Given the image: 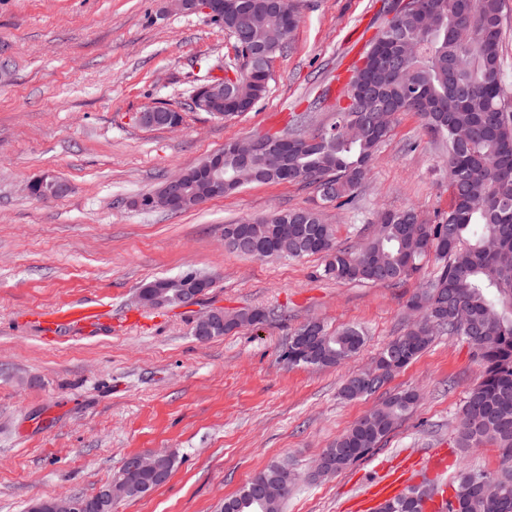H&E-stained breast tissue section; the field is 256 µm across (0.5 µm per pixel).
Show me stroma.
Returning a JSON list of instances; mask_svg holds the SVG:
<instances>
[{"mask_svg": "<svg viewBox=\"0 0 512 512\" xmlns=\"http://www.w3.org/2000/svg\"><path fill=\"white\" fill-rule=\"evenodd\" d=\"M392 0H295L299 25L272 62L265 97L217 120L186 104L200 80L220 76L234 41L205 14L167 0H0V512L38 498L94 494L125 460L175 458L169 479L112 512H219L257 471L287 462L298 479L283 512H372L373 479L428 486L422 470L446 454L458 470H496L485 443L460 452L455 426L481 365L455 336L430 347L372 396L346 401L347 375L369 367L408 323L417 281L339 283L323 259H256L224 248V227L272 210L321 205L314 186L251 184L194 209L139 207L172 174L228 142L329 127L341 89L386 21ZM150 106L184 107L179 129L139 126ZM447 148L419 118L399 115L353 207L321 205L342 247L363 244L380 212L448 210ZM52 173L71 192L30 196ZM187 271L214 274L195 303L140 307L141 288ZM83 305L93 319L49 328L39 313ZM258 308L266 319L201 342L202 312ZM317 320L365 342L347 363L288 364V338ZM417 390L414 410L366 460L309 480L337 436L389 394Z\"/></svg>", "mask_w": 512, "mask_h": 512, "instance_id": "stroma-1", "label": "stroma"}]
</instances>
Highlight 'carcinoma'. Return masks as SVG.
Returning a JSON list of instances; mask_svg holds the SVG:
<instances>
[{"instance_id":"cac0c4a2","label":"carcinoma","mask_w":512,"mask_h":512,"mask_svg":"<svg viewBox=\"0 0 512 512\" xmlns=\"http://www.w3.org/2000/svg\"><path fill=\"white\" fill-rule=\"evenodd\" d=\"M224 31L244 33L240 45L253 55L254 70L263 56L283 49L295 27L283 29L276 11L265 12V24L246 30L243 20L267 0H229ZM414 3L438 16L433 29L424 27ZM504 0H408L396 9L373 40L368 53L381 43L395 54L372 74L382 95L358 99L353 89L368 63L353 70L349 103L336 113L327 130L304 135L297 128L279 134L299 144L288 154V172L271 168L260 155L239 164L231 144L224 146V170L236 175L237 188L249 184L308 183L320 200L338 206L354 202L368 178L379 145L389 136L395 116L411 112L425 129L448 148V212L425 218L407 207L379 214L367 241L359 247L336 245L332 225L314 208L275 212L224 225V245L251 254L250 239L268 251L266 257L300 258L319 255L323 276L339 283L400 284L420 276L422 263L432 257L433 275L409 299L411 322L404 334L390 341L373 361L378 375L361 384L348 374L340 396L356 400L370 396L448 332L467 343L482 373L468 391L455 428L461 450L489 442L502 450L506 467L496 471L501 481L496 495L476 505L473 480L489 471L461 470L452 483L448 512H512V97L506 91L501 33ZM259 89L244 75L224 98L258 103ZM357 122L363 131L354 139L343 128ZM238 326L261 323V310L233 314ZM362 332L348 327L329 333L315 324L305 349L288 363L333 367L357 354ZM419 400L414 390L392 395L359 418L323 451L322 474H336L370 454ZM277 483L288 467L271 463L259 470ZM257 487L253 481L229 498L231 512H256L250 506Z\"/></svg>"}]
</instances>
